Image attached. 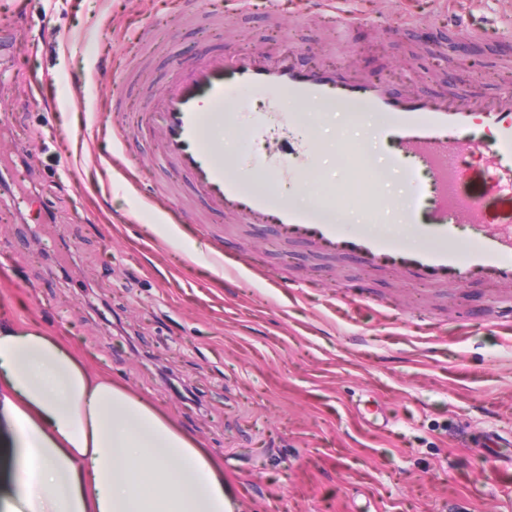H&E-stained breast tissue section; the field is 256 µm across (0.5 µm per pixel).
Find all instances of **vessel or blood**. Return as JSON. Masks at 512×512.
<instances>
[{
    "instance_id": "vessel-or-blood-1",
    "label": "vessel or blood",
    "mask_w": 512,
    "mask_h": 512,
    "mask_svg": "<svg viewBox=\"0 0 512 512\" xmlns=\"http://www.w3.org/2000/svg\"><path fill=\"white\" fill-rule=\"evenodd\" d=\"M235 86L268 93V110L260 115L264 122L283 93L301 103L341 102L361 108L398 146L391 169L413 178L404 165L411 158L428 174L432 194L426 212L408 204L399 212L406 232L378 233L369 225L345 224L333 197L297 203L246 175L229 173L215 134L234 122L233 113L224 109V94ZM153 119L159 124L165 158L190 175L225 214L274 225L328 255L353 257L367 268L391 270L432 285L487 280L499 286L505 316L512 319V109L465 101L441 105L415 93H395L379 79L341 80L324 68H301L287 53L274 59L244 53L192 68L185 86L163 100ZM476 125L489 135L480 145L490 154L495 174L472 183L464 197L458 185L466 174L457 157L477 145L466 136ZM308 158L305 145L289 146L276 169L293 185H301ZM409 234L422 238V245L408 246Z\"/></svg>"
}]
</instances>
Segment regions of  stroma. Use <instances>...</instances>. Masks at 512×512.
Returning <instances> with one entry per match:
<instances>
[{"instance_id":"1","label":"stroma","mask_w":512,"mask_h":512,"mask_svg":"<svg viewBox=\"0 0 512 512\" xmlns=\"http://www.w3.org/2000/svg\"><path fill=\"white\" fill-rule=\"evenodd\" d=\"M499 6L448 29L442 0H359L333 17L250 0H0V159H26L37 198L0 194V315L37 324L170 418L212 456L244 512H512V331L485 281L428 286L366 269L214 209L163 158L143 115L212 55L292 53L306 67L381 78L447 104L512 95V27ZM394 34L380 36L378 24ZM267 95L239 89L224 160L269 189L293 121L253 127ZM386 167L375 125L329 119L308 144L304 188L335 193L346 149ZM255 257L225 277L210 253ZM70 249L77 265L57 263Z\"/></svg>"}]
</instances>
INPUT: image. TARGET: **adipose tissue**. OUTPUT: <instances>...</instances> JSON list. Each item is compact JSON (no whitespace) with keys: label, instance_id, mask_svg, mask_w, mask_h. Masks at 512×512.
Returning <instances> with one entry per match:
<instances>
[{"label":"adipose tissue","instance_id":"1","mask_svg":"<svg viewBox=\"0 0 512 512\" xmlns=\"http://www.w3.org/2000/svg\"><path fill=\"white\" fill-rule=\"evenodd\" d=\"M0 418L7 512H226L190 437L36 327L0 325Z\"/></svg>","mask_w":512,"mask_h":512}]
</instances>
